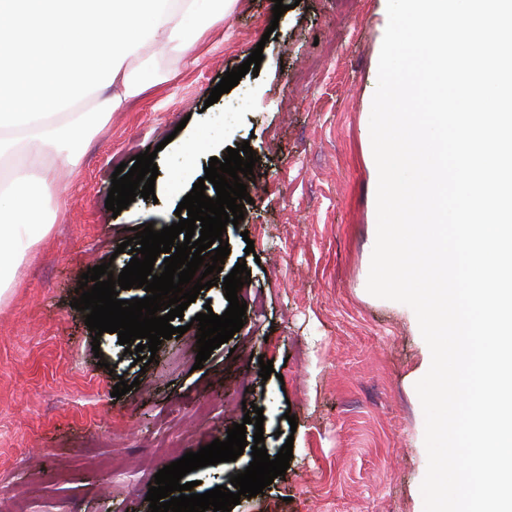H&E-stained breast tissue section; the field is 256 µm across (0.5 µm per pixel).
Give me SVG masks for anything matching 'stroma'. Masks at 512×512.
<instances>
[{
  "label": "stroma",
  "mask_w": 512,
  "mask_h": 512,
  "mask_svg": "<svg viewBox=\"0 0 512 512\" xmlns=\"http://www.w3.org/2000/svg\"><path fill=\"white\" fill-rule=\"evenodd\" d=\"M282 2L277 19L272 0H238L196 47L197 65L162 57L157 84L81 141L77 166L40 200L52 228L0 299V512L21 489L27 512H150L154 475L170 463L153 457L155 442L178 440L186 453L226 439L247 402L263 410L268 455L289 441L293 456L231 512H423L425 421L412 374L424 340L413 310L366 290L377 227L367 137L388 18L381 0ZM258 46V75L209 103ZM193 138L207 148L191 159L183 145ZM244 142L258 157L243 179L252 202L223 234L230 253L217 286L184 312L223 314L222 282L242 261L244 326L202 368L191 329L143 351L140 369L117 334L94 338L72 308L81 275L105 262L123 269L132 255L116 248L132 228L176 222L182 181ZM153 147L154 199L113 215L115 168ZM262 358L275 371L265 380ZM121 379L133 388L117 399ZM200 403L210 412L191 423ZM94 454L149 469L115 472L88 464Z\"/></svg>",
  "instance_id": "obj_1"
}]
</instances>
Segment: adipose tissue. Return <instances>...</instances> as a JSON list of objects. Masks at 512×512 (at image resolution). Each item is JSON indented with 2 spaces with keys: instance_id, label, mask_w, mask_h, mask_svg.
Instances as JSON below:
<instances>
[{
  "instance_id": "adipose-tissue-1",
  "label": "adipose tissue",
  "mask_w": 512,
  "mask_h": 512,
  "mask_svg": "<svg viewBox=\"0 0 512 512\" xmlns=\"http://www.w3.org/2000/svg\"><path fill=\"white\" fill-rule=\"evenodd\" d=\"M235 0H0V134L37 131L12 177L0 182V295L50 232L38 200L51 197L48 150L76 165L73 145L88 128L69 104L104 94L101 116L157 81L152 44L189 58L204 34L223 24ZM138 60L133 74L130 60Z\"/></svg>"
}]
</instances>
